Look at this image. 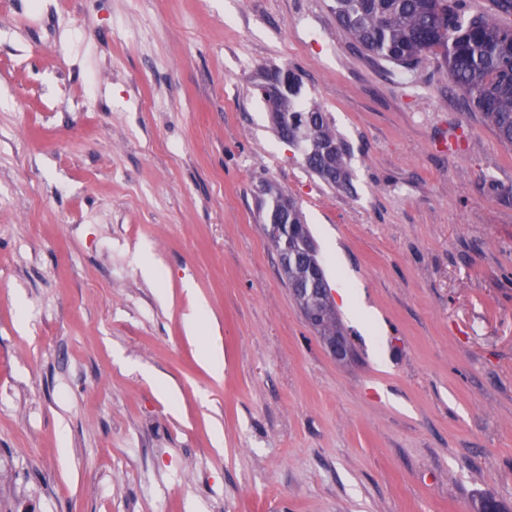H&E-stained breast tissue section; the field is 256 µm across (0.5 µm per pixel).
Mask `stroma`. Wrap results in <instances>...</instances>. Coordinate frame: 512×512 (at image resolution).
Masks as SVG:
<instances>
[{"instance_id": "35a3bbf8", "label": "stroma", "mask_w": 512, "mask_h": 512, "mask_svg": "<svg viewBox=\"0 0 512 512\" xmlns=\"http://www.w3.org/2000/svg\"><path fill=\"white\" fill-rule=\"evenodd\" d=\"M331 5L0 0V512H512V146L440 59L377 65ZM269 66L350 145L349 188L274 132ZM263 179L376 317L338 308L345 361ZM269 192L271 194L273 192L274 194L272 195L280 199V201L267 212L266 221H264V231L269 239L274 238L281 242V248L278 253V242L270 239L278 253L280 264H288V266H281V271L288 288L292 290L294 295L293 289L307 283L310 279L307 264L302 262L288 263L298 261L301 254L310 251L308 243L304 244V239L302 238L304 233L303 227L298 224H303L308 237L313 242L314 240L305 224L304 214L299 204L290 198H281L283 194L280 191H275L272 185L269 187ZM288 200L291 203V209H288ZM296 242L303 244L302 251L296 250ZM316 288H312V286L310 288H297V292L300 294H313ZM294 299L301 309L305 320L321 340L336 336V338L323 341L326 351L336 360L347 358L350 354V349L348 344L341 337H338H344V334L336 314V309L331 302L327 290L323 293L316 291L313 295H306L302 299L294 296Z\"/></svg>"}]
</instances>
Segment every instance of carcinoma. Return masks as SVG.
<instances>
[{
	"mask_svg": "<svg viewBox=\"0 0 512 512\" xmlns=\"http://www.w3.org/2000/svg\"><path fill=\"white\" fill-rule=\"evenodd\" d=\"M494 14H473L465 0H333L338 26L354 48L411 73L438 55L448 80L481 113L500 141L512 146V27L496 21L512 15V0H491ZM277 136L302 153L305 166L331 187L350 178V149L326 113L302 97V83L288 72V94L264 99ZM288 288L309 281L308 265L281 267ZM320 339L343 335L328 292L295 298Z\"/></svg>",
	"mask_w": 512,
	"mask_h": 512,
	"instance_id": "1",
	"label": "carcinoma"
}]
</instances>
